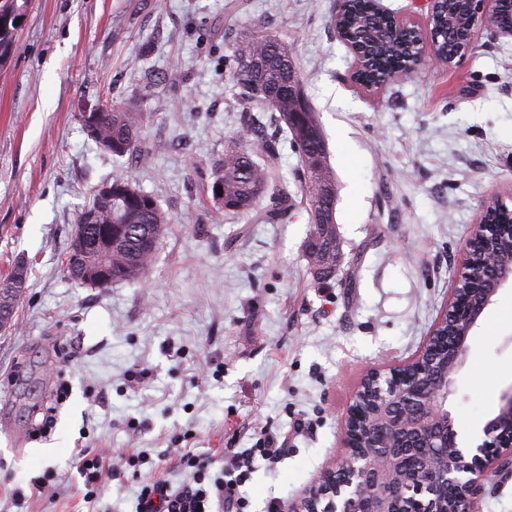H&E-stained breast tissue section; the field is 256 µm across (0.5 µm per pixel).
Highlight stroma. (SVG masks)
<instances>
[{"instance_id":"stroma-1","label":"stroma","mask_w":512,"mask_h":512,"mask_svg":"<svg viewBox=\"0 0 512 512\" xmlns=\"http://www.w3.org/2000/svg\"><path fill=\"white\" fill-rule=\"evenodd\" d=\"M338 0H31L0 65V278L32 269L15 330L0 332V512L45 469L54 487L27 512H135L138 484L103 474L81 494L74 450L105 463L142 453L145 475L180 486L179 450L221 469L254 428L288 436L255 459L248 512L293 502L340 453L341 417L369 368L412 357L464 269L485 205L512 194V37L479 31L459 66L435 62L367 90L330 20ZM292 47L336 171L340 257L308 268L302 204L288 224L224 214L208 199L246 107L226 48L258 26ZM182 77L166 78L172 69ZM157 106L150 165L117 160L80 121L105 97ZM171 216L144 282L95 288L61 265L94 189L118 173ZM148 374L130 387L129 372ZM68 384L70 395L56 404ZM512 387V285L473 332L449 401L458 426H484ZM56 406L50 436L31 434ZM189 433L181 449L174 436Z\"/></svg>"}]
</instances>
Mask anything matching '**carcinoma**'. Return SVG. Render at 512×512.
I'll list each match as a JSON object with an SVG mask.
<instances>
[{
	"instance_id": "1",
	"label": "carcinoma",
	"mask_w": 512,
	"mask_h": 512,
	"mask_svg": "<svg viewBox=\"0 0 512 512\" xmlns=\"http://www.w3.org/2000/svg\"><path fill=\"white\" fill-rule=\"evenodd\" d=\"M28 0H0V60L13 54L18 34L17 21L25 15ZM348 9L340 18L347 42L364 50L370 76L386 83L403 75L418 47L402 33L398 39L388 36L389 23L371 10L370 0H348ZM454 0H443L431 23V35L437 51L452 53L465 42L469 21L454 14ZM225 63L232 71L240 95L252 105L243 120L250 137L234 139L224 146V154L215 164L210 184L212 201L224 212L251 215L266 224H286L292 217V200L305 198L309 234L307 254L311 268L325 275L336 267L339 238L336 232L338 183L330 163L327 138L304 88L288 94V74L296 68L288 43L270 31H254L231 44ZM99 113L94 142L122 158L135 156L145 165L152 162L157 147L148 143L145 130L156 113L137 102L105 100ZM261 112L270 113L276 128L289 132V143L299 162L295 189L280 175V152L268 133ZM112 198L92 193L82 213L94 212L104 224H116L112 237V282L143 280L151 267L160 240L170 230V217L157 197L134 186L129 178H112ZM222 192H217V189ZM474 251H486L507 260L512 256V233L489 241L476 240ZM105 250L79 248L76 240L62 258L67 267H96L106 258Z\"/></svg>"
}]
</instances>
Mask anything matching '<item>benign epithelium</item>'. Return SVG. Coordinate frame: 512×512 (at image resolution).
Masks as SVG:
<instances>
[{"mask_svg":"<svg viewBox=\"0 0 512 512\" xmlns=\"http://www.w3.org/2000/svg\"><path fill=\"white\" fill-rule=\"evenodd\" d=\"M472 18L468 48L477 28L498 10L500 0H455ZM417 70L428 58L448 60L420 32ZM82 246L112 243V225L85 216L77 230ZM509 278L491 277L471 300L450 293L448 303L417 353L406 361L371 368L363 375L341 421L342 451L289 512H456L462 502L475 512L485 478L512 465V390L503 393L483 428L485 439L473 450L459 446L456 419L448 408L455 376L464 365L475 327ZM373 430L374 443L358 444Z\"/></svg>","mask_w":512,"mask_h":512,"instance_id":"benign-epithelium-1","label":"benign epithelium"}]
</instances>
